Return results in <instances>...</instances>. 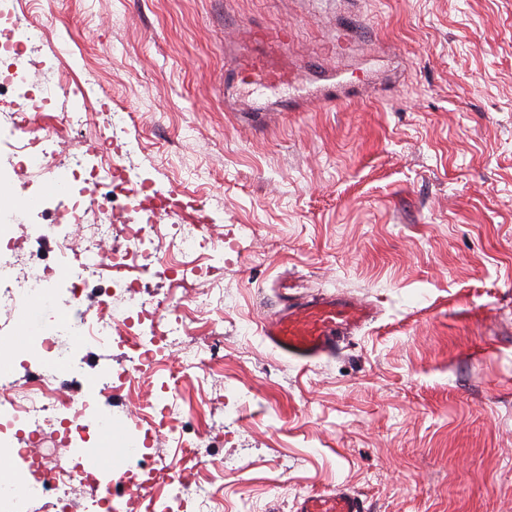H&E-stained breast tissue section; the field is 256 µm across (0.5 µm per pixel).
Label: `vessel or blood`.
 <instances>
[{
  "label": "vessel or blood",
  "instance_id": "b4317fda",
  "mask_svg": "<svg viewBox=\"0 0 512 512\" xmlns=\"http://www.w3.org/2000/svg\"><path fill=\"white\" fill-rule=\"evenodd\" d=\"M270 54L248 53L236 67L243 81L265 87L287 84L288 75L279 56L288 47L287 29L264 37ZM378 316L371 303L348 295H323L306 301L293 300L283 292L280 307L266 320L263 334L273 349L296 361L308 362L332 353L349 336L355 335ZM296 512H365L358 496L343 489L303 498Z\"/></svg>",
  "mask_w": 512,
  "mask_h": 512
}]
</instances>
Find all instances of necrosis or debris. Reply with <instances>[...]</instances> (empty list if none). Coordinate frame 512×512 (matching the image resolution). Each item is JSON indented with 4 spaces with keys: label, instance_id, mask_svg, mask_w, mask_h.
<instances>
[{
    "label": "necrosis or debris",
    "instance_id": "necrosis-or-debris-1",
    "mask_svg": "<svg viewBox=\"0 0 512 512\" xmlns=\"http://www.w3.org/2000/svg\"><path fill=\"white\" fill-rule=\"evenodd\" d=\"M45 38L41 26L16 20L8 37L0 40V52L11 54L14 60L8 83L39 90L38 95L24 96L17 102L19 112L11 123L18 142L13 171L20 178L47 176L75 197L74 221L88 228L84 235L66 233L58 224H45L40 229L41 240L54 242L75 263L74 281L67 292L81 314L71 324L70 335L103 352L120 344L132 356L128 365L116 370L103 355L98 360L94 390L70 396L62 391L61 383L76 368L71 359L60 358L50 375L34 364L41 352L59 348V333L31 338L23 384L0 380V457L22 461L14 471L11 489L0 491V512H72L76 492L85 487L90 488L101 512H186L191 503L198 512H224L223 500L209 483L196 477L204 467L197 451L205 447L207 435L200 430L188 440L179 436L182 412L176 397L183 382L208 378L223 365L215 351L218 337L197 336L191 343L181 344L180 338L188 334L196 310L206 307L207 302L199 295L185 293V281L177 273L189 270L199 274L208 263L223 259L224 237L205 224H178L173 233L162 234L157 217L173 208V200L160 199L156 209L148 210L135 194L123 208L124 213L132 215V222L114 224L112 211L99 204L93 188L135 185L139 176L135 169L117 164L107 155L84 181L79 176V153L44 145L41 133L48 120L60 125L84 122L83 113L67 108L52 118L44 112L45 105L55 101L57 90L64 88L66 76L53 70L33 73L23 55L28 45L44 42ZM116 231L122 235L125 247L112 253L110 259H102L99 244ZM103 275L118 287V301L107 298L100 300L95 309H82L88 278ZM145 276L167 281L166 303L139 299L138 287ZM172 347L177 348L178 357L169 364L161 355ZM148 378L155 380L165 399L141 404L139 418L145 426L144 434L151 437L164 430L174 435L182 450L178 465L173 467L159 459L144 466L138 456L132 455L128 468L118 475L87 469L74 451L90 447L104 399L111 397L116 388L137 394ZM32 439L40 452L29 458L21 446Z\"/></svg>",
    "mask_w": 512,
    "mask_h": 512
}]
</instances>
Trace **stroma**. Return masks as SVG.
Here are the masks:
<instances>
[{
    "mask_svg": "<svg viewBox=\"0 0 512 512\" xmlns=\"http://www.w3.org/2000/svg\"><path fill=\"white\" fill-rule=\"evenodd\" d=\"M91 120L123 113L112 145L55 130L86 163L104 150L151 196L202 202L234 239L190 290L220 288L196 327L223 337L224 374L188 387V420L224 512H295L342 487L366 512H512V0H25ZM288 27V84L252 90L227 71L228 36ZM363 75L322 107L320 65ZM267 107L261 125L249 105ZM11 196L37 225L73 200L46 180ZM347 293L379 316L336 355L302 365L260 333L281 287ZM107 414L144 439L136 400Z\"/></svg>",
    "mask_w": 512,
    "mask_h": 512,
    "instance_id": "35a3bbf8",
    "label": "stroma"
}]
</instances>
